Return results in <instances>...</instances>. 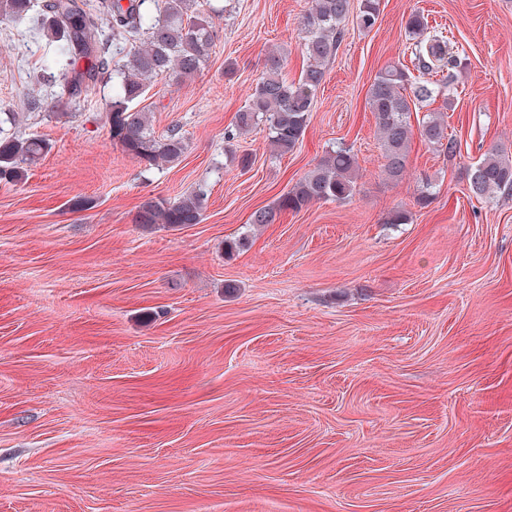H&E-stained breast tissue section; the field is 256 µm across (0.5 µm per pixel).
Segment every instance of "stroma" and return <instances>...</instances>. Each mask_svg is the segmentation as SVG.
Here are the masks:
<instances>
[{
  "label": "stroma",
  "mask_w": 512,
  "mask_h": 512,
  "mask_svg": "<svg viewBox=\"0 0 512 512\" xmlns=\"http://www.w3.org/2000/svg\"><path fill=\"white\" fill-rule=\"evenodd\" d=\"M223 4L203 69L142 101L187 143L151 170L108 135L111 82L68 116L29 111L52 48L0 22V113L50 146L0 183V512H512V192L470 196L466 176L489 149L512 159V0L347 18L303 139L279 155L256 126L231 144L246 171L224 130L269 50L299 77L312 2ZM415 9L461 59L431 105L459 151L412 139L393 182L367 93L411 65ZM341 143L352 198L251 224ZM198 187L201 223L137 224L145 199Z\"/></svg>",
  "instance_id": "1"
}]
</instances>
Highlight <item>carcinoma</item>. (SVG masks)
Segmentation results:
<instances>
[{
    "label": "carcinoma",
    "mask_w": 512,
    "mask_h": 512,
    "mask_svg": "<svg viewBox=\"0 0 512 512\" xmlns=\"http://www.w3.org/2000/svg\"><path fill=\"white\" fill-rule=\"evenodd\" d=\"M351 0H313L304 17L302 52L308 63L296 81L284 74L286 56L279 51L266 54L263 75L249 102L237 112L224 138L233 140L263 121L270 142L279 154L292 151L302 140L311 116L317 89L324 82L325 67L335 55L341 37L340 25L350 13ZM224 7L215 0H0V21L29 23L56 44L53 57L43 66L40 80L56 88L57 105L76 103L89 97L105 75L110 57L104 29L131 44L123 69L112 75L115 89L106 105L104 125L112 142L148 168L180 160L186 153L185 138L177 128L157 136L148 112L136 107L150 81L166 75L180 83L194 77L209 60L217 32L210 14ZM380 0H361L357 23L363 29L376 24ZM413 40L412 55L417 69L427 79L412 81L409 72L397 65L385 67L368 90V106L379 133L383 172L388 179H403L410 142L417 134L427 145L455 155L454 139L440 113L425 114L418 127L410 123L411 112L435 100L448 82L428 76L457 67L448 52L450 39L439 30H429L428 21L413 12L406 22ZM84 66H79V63ZM49 144L36 137H0V182H18L28 167L47 151ZM358 162L351 149L329 151L270 207L255 210L251 223H275L281 212H298L321 201H344L356 191ZM469 190L483 197L512 190V161L492 149L467 174ZM205 191L184 194L174 200L149 198L137 213V223L167 228L199 224L204 219Z\"/></svg>",
    "instance_id": "cac0c4a2"
}]
</instances>
